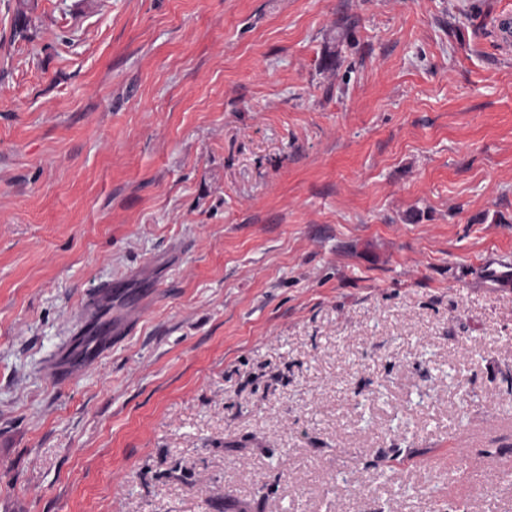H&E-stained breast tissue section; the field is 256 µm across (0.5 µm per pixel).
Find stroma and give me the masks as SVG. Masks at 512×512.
<instances>
[{
  "instance_id": "stroma-1",
  "label": "stroma",
  "mask_w": 512,
  "mask_h": 512,
  "mask_svg": "<svg viewBox=\"0 0 512 512\" xmlns=\"http://www.w3.org/2000/svg\"><path fill=\"white\" fill-rule=\"evenodd\" d=\"M506 15L0 0V512H512Z\"/></svg>"
}]
</instances>
